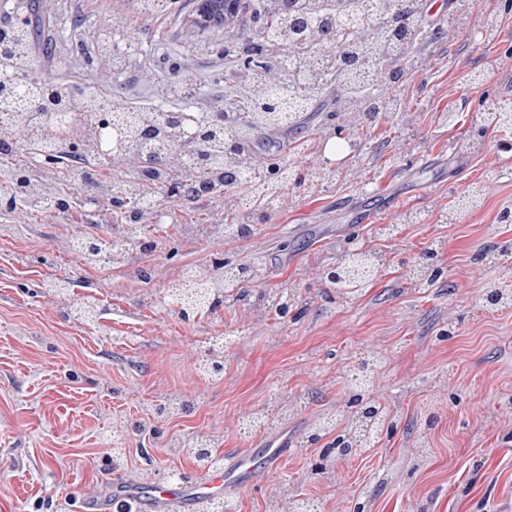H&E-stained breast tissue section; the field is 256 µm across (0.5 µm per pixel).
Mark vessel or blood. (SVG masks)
Segmentation results:
<instances>
[{
  "label": "vessel or blood",
  "instance_id": "obj_1",
  "mask_svg": "<svg viewBox=\"0 0 512 512\" xmlns=\"http://www.w3.org/2000/svg\"><path fill=\"white\" fill-rule=\"evenodd\" d=\"M288 453V442L281 438L267 440L258 454L228 448L223 465L208 471L195 484L164 480L145 491L118 478L112 498L121 505L148 501L152 512H207L212 503L228 494L259 485L270 469L287 459Z\"/></svg>",
  "mask_w": 512,
  "mask_h": 512
}]
</instances>
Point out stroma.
Wrapping results in <instances>:
<instances>
[{"label":"stroma","instance_id":"stroma-1","mask_svg":"<svg viewBox=\"0 0 512 512\" xmlns=\"http://www.w3.org/2000/svg\"><path fill=\"white\" fill-rule=\"evenodd\" d=\"M466 5L462 27L423 45L418 67L388 91L400 109L337 134L342 88L315 93L297 128L254 131L255 163L287 156L305 173L276 208L240 194L256 215L252 236L224 234L223 197L158 194L136 237L113 223L107 188L135 168L86 155L88 183L67 180L46 207L20 183L49 182L70 166L30 158L17 128L0 160V512H72L112 498V477L147 487L196 479L191 453L258 448L287 432L293 451L263 484L229 499L230 512H286L311 499L320 512H512V128L486 124L482 100L512 104V8ZM0 0V32L30 29V67L49 80H87L105 103L207 112L250 83L219 54L221 25L197 27V0ZM195 94L176 99L152 74ZM479 207L458 210L473 186ZM399 226L391 234L390 226ZM126 239L110 261L74 242ZM375 273L338 294L324 275L351 246ZM442 277L429 288L427 263ZM237 289L181 314L170 287L187 272ZM283 296L293 312L272 307ZM370 387L386 420L379 438L325 455L349 425V395L371 359ZM334 429L311 436L323 420Z\"/></svg>","mask_w":512,"mask_h":512}]
</instances>
